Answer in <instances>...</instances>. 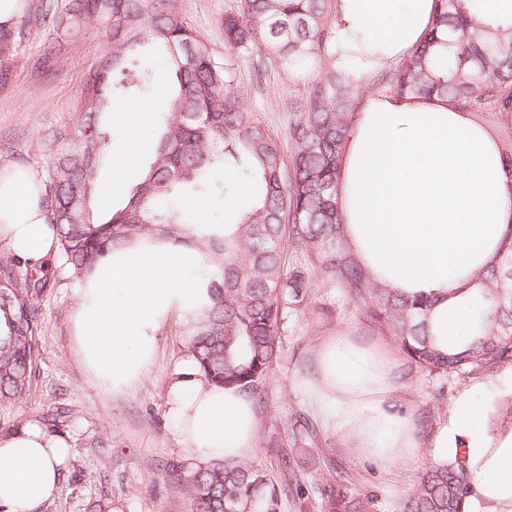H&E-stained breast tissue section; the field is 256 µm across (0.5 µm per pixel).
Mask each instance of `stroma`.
Wrapping results in <instances>:
<instances>
[{
    "instance_id": "obj_1",
    "label": "stroma",
    "mask_w": 512,
    "mask_h": 512,
    "mask_svg": "<svg viewBox=\"0 0 512 512\" xmlns=\"http://www.w3.org/2000/svg\"><path fill=\"white\" fill-rule=\"evenodd\" d=\"M236 4L237 0H179L208 50L217 59L228 57L235 63L244 107L258 114L278 135L284 155H291L289 126L294 114L288 101L319 69L311 63L286 72L270 64L255 72L262 49L238 53L224 44V13ZM107 45V33L89 24L64 39L53 30L39 32L9 56H0V66L10 69L9 82L0 84V163L43 171L49 162L43 140L68 146L85 76ZM46 53L51 56L50 69L37 68L36 59ZM137 104L147 114L146 126L138 132L124 118L114 119L107 150L115 155L139 152L145 165L153 158L155 127L166 102L150 91ZM48 276V286L38 298L43 324L36 338L31 387L22 398L0 405V432L35 420L67 435L72 444L74 459L39 512H190L186 487L167 474L169 464L193 463L168 417L169 376L193 341L189 317L177 314L169 320L150 371L135 389L115 398L91 384L72 349L76 279L57 261ZM344 327L366 341L379 338L361 323L344 289H320L311 307L290 316L280 358L259 387L251 459L275 484L281 481L283 456H293L297 468L298 484L282 495L281 512H331V498L341 502L333 512H346L348 502L362 512H400L401 503L432 464L430 449L420 447L405 463L383 468L323 426L311 433L299 430L298 419L315 417L299 383L314 377L319 344ZM399 385L400 408L415 418L430 412L427 428L420 431L426 438L447 421L449 407L460 395L501 409L503 393L512 390V364L490 375L473 372L446 380L403 375ZM342 470L347 482L334 481V473Z\"/></svg>"
}]
</instances>
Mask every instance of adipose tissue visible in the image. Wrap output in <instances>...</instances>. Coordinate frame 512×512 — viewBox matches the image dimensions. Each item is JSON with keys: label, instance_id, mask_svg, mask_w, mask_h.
I'll return each mask as SVG.
<instances>
[{"label": "adipose tissue", "instance_id": "adipose-tissue-1", "mask_svg": "<svg viewBox=\"0 0 512 512\" xmlns=\"http://www.w3.org/2000/svg\"><path fill=\"white\" fill-rule=\"evenodd\" d=\"M435 0H335L336 64L355 79L398 62L420 45ZM487 130L448 101L367 97L354 112L341 157L336 201L351 252L366 274L394 292L429 297L440 344L475 318L473 274L501 253L512 224V176ZM36 168L0 166V238L29 268L59 252L46 221ZM214 273L198 252L158 236L110 251L79 280L71 340L90 382L120 396L148 372L164 326L199 314ZM317 375L303 383L322 426L382 465L406 461L420 441L396 405L392 352L342 330L317 350ZM168 415L202 461L247 459L256 436L252 399L206 379L194 356L175 369ZM488 407L457 397L428 445L435 462L465 448L473 487L487 512H512V423L491 426ZM73 450L60 432L27 421L0 432V512H37L57 489Z\"/></svg>", "mask_w": 512, "mask_h": 512}]
</instances>
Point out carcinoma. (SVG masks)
<instances>
[{
    "instance_id": "cac0c4a2",
    "label": "carcinoma",
    "mask_w": 512,
    "mask_h": 512,
    "mask_svg": "<svg viewBox=\"0 0 512 512\" xmlns=\"http://www.w3.org/2000/svg\"><path fill=\"white\" fill-rule=\"evenodd\" d=\"M440 12L424 43L374 75L372 88L398 97L447 99L486 123L504 125L502 151L512 175V28L492 29L463 6L438 0ZM333 0H243L224 12V41L232 50L263 44L266 59L292 71L324 63L303 96L289 135L291 164L278 136L238 103L231 65L217 61L188 23L178 0H68L66 16L41 0L9 33L0 51L18 48L49 24L73 31L95 20L112 34L85 78L70 140L50 151L44 204L56 227L62 265L79 278L109 250L147 234L192 243L216 267L210 303L193 318L191 352L211 381L253 394L282 349L288 314L309 306L318 288H342L364 324L390 337L409 372L443 378L493 371L512 363V229L503 253L477 275L484 288L470 334L442 350L428 324L432 302L404 297L370 279L350 253L336 209L338 160L362 86L333 64ZM160 52L168 81L157 90L168 100L154 157L127 204L104 219L93 213L97 176L108 140L106 117L117 95L150 83L142 69L147 48ZM224 167V182L210 172ZM248 182L231 234L186 232L182 215L161 201L190 189L199 198L229 195ZM11 256L0 254V404L31 387L36 336L42 327L38 298L47 287ZM168 474L186 483L191 512H281L278 487L249 460H212ZM474 488L466 457L455 453L432 465L403 501L401 512H467Z\"/></svg>"
}]
</instances>
